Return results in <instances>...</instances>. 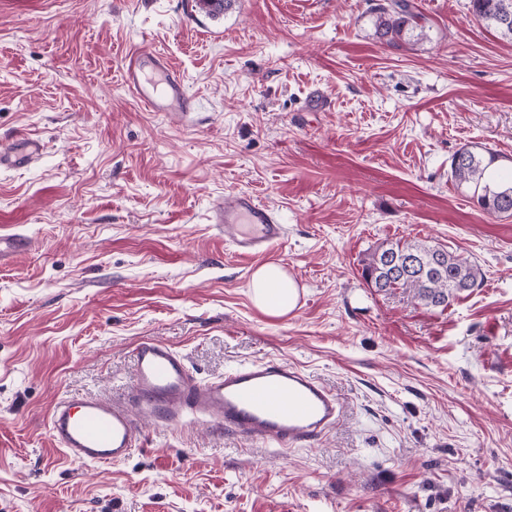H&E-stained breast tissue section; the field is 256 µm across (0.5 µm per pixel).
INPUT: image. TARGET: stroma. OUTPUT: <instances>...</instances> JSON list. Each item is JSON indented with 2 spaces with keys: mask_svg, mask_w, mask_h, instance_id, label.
<instances>
[{
  "mask_svg": "<svg viewBox=\"0 0 512 512\" xmlns=\"http://www.w3.org/2000/svg\"><path fill=\"white\" fill-rule=\"evenodd\" d=\"M413 3L427 37L392 48L372 0H0V141L45 143L0 171V237L28 239L0 264V512H512V218L450 180L465 145L512 179V41L470 0ZM132 47L168 58L189 118L127 90ZM239 191L287 226L264 258L208 220ZM399 240L481 284L442 311L378 292L363 265ZM265 262L298 285L286 316L250 297ZM145 339L202 380L295 364L341 417L286 454L192 421L65 458L51 403L120 397Z\"/></svg>",
  "mask_w": 512,
  "mask_h": 512,
  "instance_id": "stroma-1",
  "label": "stroma"
}]
</instances>
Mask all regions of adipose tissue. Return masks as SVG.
Masks as SVG:
<instances>
[{
	"label": "adipose tissue",
	"mask_w": 512,
	"mask_h": 512,
	"mask_svg": "<svg viewBox=\"0 0 512 512\" xmlns=\"http://www.w3.org/2000/svg\"><path fill=\"white\" fill-rule=\"evenodd\" d=\"M249 291L254 304L265 314L282 317L291 312L298 300L295 281L282 265L267 263L252 274Z\"/></svg>",
	"instance_id": "obj_1"
}]
</instances>
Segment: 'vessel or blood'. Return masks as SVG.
<instances>
[{
  "mask_svg": "<svg viewBox=\"0 0 512 512\" xmlns=\"http://www.w3.org/2000/svg\"><path fill=\"white\" fill-rule=\"evenodd\" d=\"M123 80L149 111L186 117L193 110L183 78L163 55L132 51ZM43 153L36 138L1 144L0 169L30 166ZM210 221L223 225L225 240L248 258L287 235L279 215L248 192L214 206ZM134 355L135 378L122 400L66 394L50 406L48 431L65 457L85 465L116 464L143 447L145 424L177 426L192 416L285 452L312 445L341 415L336 395L293 364L260 360L201 382L183 356L162 341H141Z\"/></svg>",
  "mask_w": 512,
  "mask_h": 512,
  "instance_id": "b4317fda",
  "label": "vessel or blood"
}]
</instances>
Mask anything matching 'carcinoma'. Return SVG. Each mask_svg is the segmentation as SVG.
Listing matches in <instances>:
<instances>
[{
	"label": "carcinoma",
	"instance_id": "cac0c4a2",
	"mask_svg": "<svg viewBox=\"0 0 512 512\" xmlns=\"http://www.w3.org/2000/svg\"><path fill=\"white\" fill-rule=\"evenodd\" d=\"M474 16L486 27L512 41V0H470ZM374 34L389 47L399 48L427 37L421 17L410 0H377L371 7ZM497 156L464 146L452 157L450 176L489 215L512 217V182H493L490 167ZM371 287L384 293L401 291L428 307H447L450 300L479 285V267L444 247L424 242L387 243L378 247L363 266Z\"/></svg>",
	"mask_w": 512,
	"mask_h": 512
}]
</instances>
